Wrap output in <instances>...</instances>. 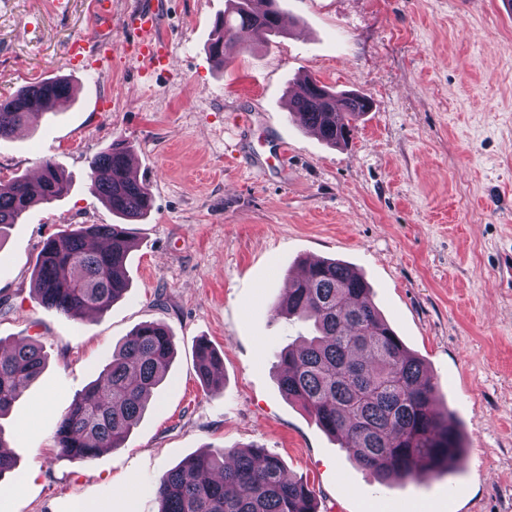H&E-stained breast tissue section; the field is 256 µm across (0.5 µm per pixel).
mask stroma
<instances>
[{
	"label": "stroma",
	"mask_w": 512,
	"mask_h": 512,
	"mask_svg": "<svg viewBox=\"0 0 512 512\" xmlns=\"http://www.w3.org/2000/svg\"><path fill=\"white\" fill-rule=\"evenodd\" d=\"M160 25L142 54L128 17ZM284 32L248 53L249 34L208 43L226 0H0V99L56 76L73 96L0 141V179L43 159L70 179L0 243V343L35 339L46 365L0 419L15 466L0 512H158L154 488L193 455L258 446L308 482L318 512H512V0H280ZM85 38L87 64L69 43ZM312 76L372 107L333 147L289 114ZM123 141L153 196L130 288L106 313L44 309L33 265L64 229L116 218L88 164ZM285 142L278 164L268 150ZM359 272L458 421L454 475L380 485L278 383L276 354L303 328L274 316L304 261ZM161 322L176 353L122 447L77 462L54 439L60 414L138 325ZM223 361L209 392L194 349Z\"/></svg>",
	"instance_id": "1"
}]
</instances>
